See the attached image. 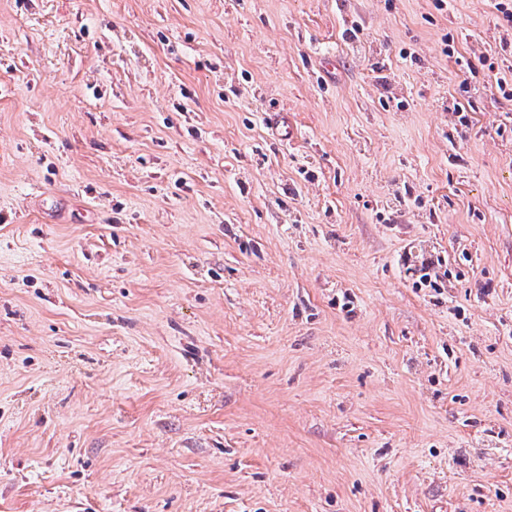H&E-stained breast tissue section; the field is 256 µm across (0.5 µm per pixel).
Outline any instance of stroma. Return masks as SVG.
Segmentation results:
<instances>
[{
	"mask_svg": "<svg viewBox=\"0 0 512 512\" xmlns=\"http://www.w3.org/2000/svg\"><path fill=\"white\" fill-rule=\"evenodd\" d=\"M497 2L0 0V512H512Z\"/></svg>",
	"mask_w": 512,
	"mask_h": 512,
	"instance_id": "obj_1",
	"label": "stroma"
}]
</instances>
